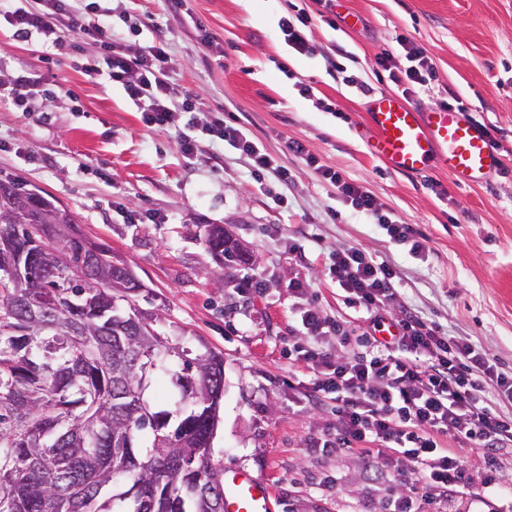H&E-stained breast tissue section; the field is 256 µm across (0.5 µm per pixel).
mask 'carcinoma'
<instances>
[{"mask_svg": "<svg viewBox=\"0 0 512 512\" xmlns=\"http://www.w3.org/2000/svg\"><path fill=\"white\" fill-rule=\"evenodd\" d=\"M0 260L10 251L21 275L0 278V512H224L223 474L212 464L214 413L224 397V359L189 356L168 339L136 334L144 314L118 305L121 290L101 276L142 284L130 270L89 269L73 278L43 251L31 228L72 214L13 179L0 180ZM222 262L238 253L224 227L207 229ZM79 264L90 246L66 241ZM172 408L139 414L143 391L173 362ZM197 456V465L190 458Z\"/></svg>", "mask_w": 512, "mask_h": 512, "instance_id": "carcinoma-1", "label": "carcinoma"}]
</instances>
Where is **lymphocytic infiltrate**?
<instances>
[{"mask_svg": "<svg viewBox=\"0 0 512 512\" xmlns=\"http://www.w3.org/2000/svg\"><path fill=\"white\" fill-rule=\"evenodd\" d=\"M0 19L18 40L37 34L53 43L67 34L100 43L110 81L143 103V123L151 129H179L182 152H195L196 142L186 132L194 123V100L175 87L165 44L153 41L133 53L125 50L121 24H128L133 32L138 29L130 14L102 7L100 0H34L29 7L18 0H0ZM395 41L400 55H384L378 64L389 81L408 95L427 85L433 64L406 34L396 35ZM204 129L213 139L247 155L254 179L270 174L287 182V169L273 165L240 124L216 118ZM288 150L316 168L354 212L375 217L391 241L408 246L415 255L424 251L420 231L381 214L368 192L319 164L303 142H289ZM329 272L358 306L362 314L358 327L332 326L318 306L304 304L306 279L298 276L288 283L289 293L301 301L293 318L307 338L306 344L289 349L288 358L304 377L303 396L329 406L334 416L326 430L307 439L310 452L359 450L368 480L385 477L403 486L387 512H448L470 496V470L457 454L441 447L444 436L489 448V455L478 464L482 486H500L493 451L512 446V414L501 409L502 402L512 403V377L499 374L485 351L468 339L448 335L436 322L408 311L399 318L392 316L400 281L393 265L346 247L331 254ZM331 331L355 345L356 353L346 357L327 349L324 340ZM491 382L497 395L490 399L483 389Z\"/></svg>", "mask_w": 512, "mask_h": 512, "instance_id": "f902f5d3", "label": "lymphocytic infiltrate"}]
</instances>
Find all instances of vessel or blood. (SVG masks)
I'll return each instance as SVG.
<instances>
[{
    "label": "vessel or blood",
    "instance_id": "1",
    "mask_svg": "<svg viewBox=\"0 0 512 512\" xmlns=\"http://www.w3.org/2000/svg\"><path fill=\"white\" fill-rule=\"evenodd\" d=\"M365 110L373 130L367 148L392 171L411 174L438 166L465 187L490 181L500 169L484 130L463 112L424 111L389 91L372 96ZM271 499L268 479L245 471L224 477L225 512H271Z\"/></svg>",
    "mask_w": 512,
    "mask_h": 512
}]
</instances>
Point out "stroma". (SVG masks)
I'll list each match as a JSON object with an SVG mask.
<instances>
[{"instance_id": "obj_1", "label": "stroma", "mask_w": 512, "mask_h": 512, "mask_svg": "<svg viewBox=\"0 0 512 512\" xmlns=\"http://www.w3.org/2000/svg\"><path fill=\"white\" fill-rule=\"evenodd\" d=\"M138 17L136 51L165 39L180 91L196 95L194 155L182 153L172 130H147L136 102L106 76L89 80L83 66L99 57L90 41L63 37L58 46L36 36L12 40L0 28V70H35L43 91L25 112L0 107V179L19 178L67 208L77 229L107 244L115 264L141 281L127 305L147 313L172 345L224 358V398L211 448L217 468L268 476L275 512H364L393 494L369 485L361 460L346 451L310 453L305 438L329 414L289 384V343L300 335L287 284L312 285L311 300L341 320L360 324L357 308L329 273V256L358 247L396 265L397 308L436 321L449 335L482 348L512 376V0H186L166 13L162 0H107ZM355 13L354 29L339 26ZM312 20V48L299 55L278 28L281 16ZM216 37L223 57H208L197 25ZM409 35L426 50L435 75L412 104L448 102L487 131L503 169L490 184L457 186L446 170L394 173L371 155L363 104L387 89L379 57ZM343 48L341 71L330 69ZM212 115L234 116L277 164L292 174L275 203L250 175V161L212 141L200 126ZM304 142L321 164L361 185L379 211L426 237L412 255L389 241L373 220L348 207L336 187L287 149ZM137 212L139 221L127 215ZM224 225L260 276L263 297L240 295L207 249L205 229Z\"/></svg>"}]
</instances>
